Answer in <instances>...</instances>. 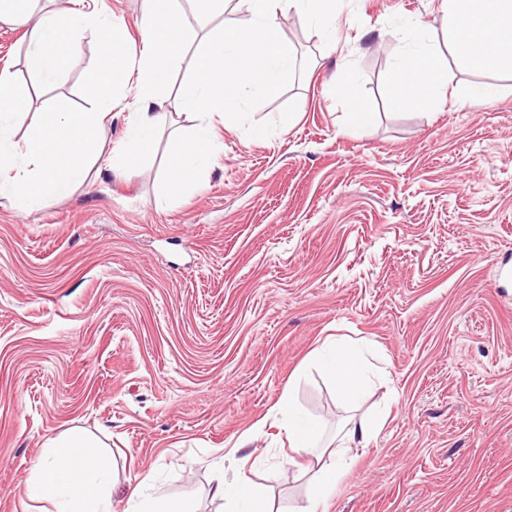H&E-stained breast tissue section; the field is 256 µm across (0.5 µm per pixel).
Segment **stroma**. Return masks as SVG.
I'll use <instances>...</instances> for the list:
<instances>
[{
  "instance_id": "1",
  "label": "stroma",
  "mask_w": 512,
  "mask_h": 512,
  "mask_svg": "<svg viewBox=\"0 0 512 512\" xmlns=\"http://www.w3.org/2000/svg\"><path fill=\"white\" fill-rule=\"evenodd\" d=\"M441 0H344L338 41L296 14L283 38L309 63L259 105L266 137L212 119L223 145L205 189L160 194L175 100L199 42L250 19L236 0L187 14L155 154L102 169L67 196L20 212L0 200V512H39L20 491L48 437L82 430L126 512L136 486L224 512L217 478L246 474L271 512H307L318 452H293L278 405L319 422L328 443L378 421L327 512H512V75L488 104L394 111L384 80L416 21L452 83L475 76L448 44ZM101 46L86 32L67 66L40 76L21 29L0 22V72L36 106L79 110ZM352 70L375 114L353 127L334 90ZM295 120L281 127L287 102ZM337 340L375 356L358 404L312 352ZM239 447L217 466L214 449Z\"/></svg>"
}]
</instances>
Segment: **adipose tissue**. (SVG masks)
<instances>
[{
    "label": "adipose tissue",
    "mask_w": 512,
    "mask_h": 512,
    "mask_svg": "<svg viewBox=\"0 0 512 512\" xmlns=\"http://www.w3.org/2000/svg\"><path fill=\"white\" fill-rule=\"evenodd\" d=\"M84 2L70 0L69 6L37 16L34 0H0V19L23 29L34 66L43 76L58 73L87 28H96L102 44L90 75L98 95L79 111L34 107L28 87L0 73V197L19 208L67 195L84 183L102 154L98 132L112 118L117 99L111 88L117 81L133 82L138 111L114 154L128 161L150 156L164 119L162 95L172 79V62L188 37L184 8L193 6L203 18L224 8V0H143L140 39L135 42L122 20H99ZM442 8L448 39L466 69L512 74V30L494 29L496 23L512 20V0H442ZM386 85L388 104L397 111L423 109L448 97L489 103L501 93L493 83L449 85L447 67L418 30L396 55ZM24 120L34 133L15 141L12 127ZM323 363L340 396L359 401L369 382L363 354L338 346ZM278 411L289 448L322 447L323 427L299 415L290 395H283ZM49 446L23 486L22 497L46 504V512H115L105 467L92 453L91 441L73 432L51 439ZM214 494L224 500L227 512H270L265 489L246 477L216 485Z\"/></svg>",
    "instance_id": "adipose-tissue-1"
}]
</instances>
